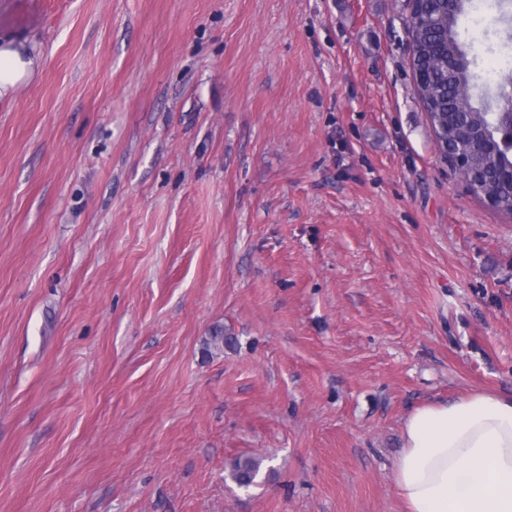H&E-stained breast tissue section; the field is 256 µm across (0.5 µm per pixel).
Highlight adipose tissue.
I'll return each mask as SVG.
<instances>
[{
  "label": "adipose tissue",
  "mask_w": 512,
  "mask_h": 512,
  "mask_svg": "<svg viewBox=\"0 0 512 512\" xmlns=\"http://www.w3.org/2000/svg\"><path fill=\"white\" fill-rule=\"evenodd\" d=\"M36 65V56L0 47V95ZM395 483L405 512H512V397L476 390L415 410Z\"/></svg>",
  "instance_id": "obj_1"
}]
</instances>
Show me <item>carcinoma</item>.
<instances>
[{
    "mask_svg": "<svg viewBox=\"0 0 512 512\" xmlns=\"http://www.w3.org/2000/svg\"><path fill=\"white\" fill-rule=\"evenodd\" d=\"M458 18L448 15L442 0H416L406 29L410 38L412 67L425 71L427 78L418 91L424 111L430 116L435 136L457 139L460 128L467 127L472 135L463 142L464 150L484 164L481 172L484 193L501 200H512V185L495 175L496 160L487 155L485 132L493 121L482 105H475V84L470 64L448 61L446 48L458 45ZM224 350V328L216 326L203 342V352ZM262 461L252 457L236 460L229 473L237 486L248 488L255 483Z\"/></svg>",
    "mask_w": 512,
    "mask_h": 512,
    "instance_id": "cac0c4a2",
    "label": "carcinoma"
}]
</instances>
